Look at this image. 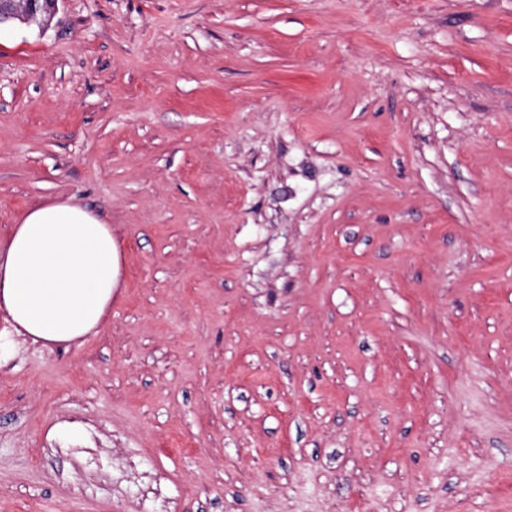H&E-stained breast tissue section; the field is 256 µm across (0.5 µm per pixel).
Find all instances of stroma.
<instances>
[{
    "instance_id": "obj_1",
    "label": "stroma",
    "mask_w": 512,
    "mask_h": 512,
    "mask_svg": "<svg viewBox=\"0 0 512 512\" xmlns=\"http://www.w3.org/2000/svg\"><path fill=\"white\" fill-rule=\"evenodd\" d=\"M61 201L119 278L0 308V512H512V0L1 25L0 244Z\"/></svg>"
}]
</instances>
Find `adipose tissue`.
I'll return each mask as SVG.
<instances>
[{
	"label": "adipose tissue",
	"instance_id": "obj_1",
	"mask_svg": "<svg viewBox=\"0 0 512 512\" xmlns=\"http://www.w3.org/2000/svg\"><path fill=\"white\" fill-rule=\"evenodd\" d=\"M118 273L111 225L76 204L38 206L0 249V306L23 334L68 344L102 321Z\"/></svg>",
	"mask_w": 512,
	"mask_h": 512
}]
</instances>
